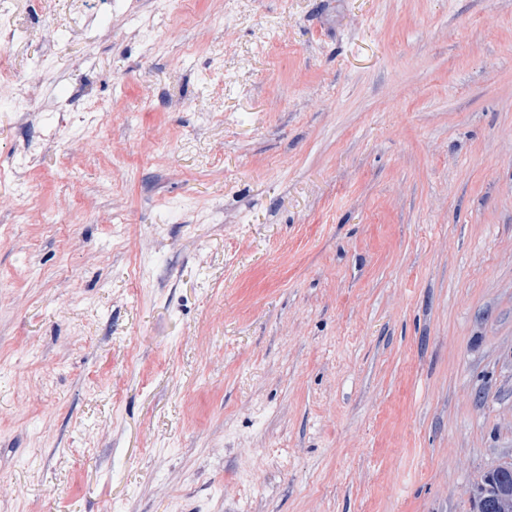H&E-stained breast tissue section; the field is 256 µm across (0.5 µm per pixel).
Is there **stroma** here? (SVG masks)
<instances>
[{
	"mask_svg": "<svg viewBox=\"0 0 512 512\" xmlns=\"http://www.w3.org/2000/svg\"><path fill=\"white\" fill-rule=\"evenodd\" d=\"M0 62V512L512 463V0H13Z\"/></svg>",
	"mask_w": 512,
	"mask_h": 512,
	"instance_id": "1",
	"label": "stroma"
}]
</instances>
